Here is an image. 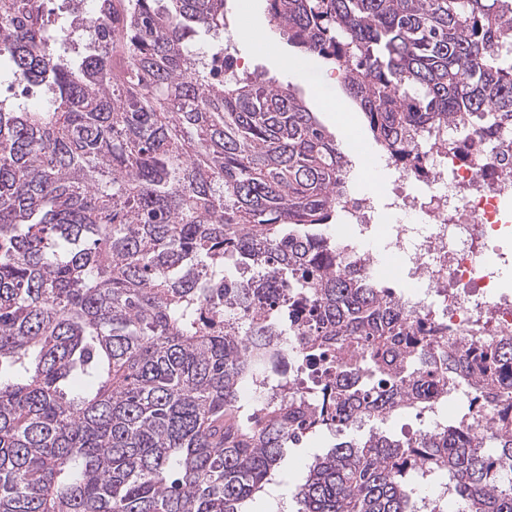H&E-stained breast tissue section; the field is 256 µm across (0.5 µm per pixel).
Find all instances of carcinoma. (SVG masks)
I'll use <instances>...</instances> for the list:
<instances>
[{"label": "carcinoma", "mask_w": 512, "mask_h": 512, "mask_svg": "<svg viewBox=\"0 0 512 512\" xmlns=\"http://www.w3.org/2000/svg\"><path fill=\"white\" fill-rule=\"evenodd\" d=\"M50 0H0V512H275L304 439L430 409L467 383L512 401V336L481 367L424 351L391 291L333 267L351 156L264 72L205 67L227 0H97L93 39ZM292 54L343 75L381 153L454 121L512 125V0H263ZM334 370L329 424L266 385L283 345ZM448 475L463 512H512V416L315 451L297 512H420Z\"/></svg>", "instance_id": "cac0c4a2"}]
</instances>
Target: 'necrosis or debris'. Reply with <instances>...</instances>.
Here are the masks:
<instances>
[{
	"label": "necrosis or debris",
	"mask_w": 512,
	"mask_h": 512,
	"mask_svg": "<svg viewBox=\"0 0 512 512\" xmlns=\"http://www.w3.org/2000/svg\"><path fill=\"white\" fill-rule=\"evenodd\" d=\"M447 135L463 149L427 139L410 159L378 157L396 174L384 224L369 193L341 198L336 261L343 269L355 256L359 274L373 281L408 282L410 292L393 299L418 335L435 332L470 348L476 337L512 334V290L498 272L499 241L512 239V131L479 139L463 123ZM287 349L273 370L280 384L296 395L322 394L324 378L298 367L299 337Z\"/></svg>",
	"instance_id": "obj_1"
}]
</instances>
